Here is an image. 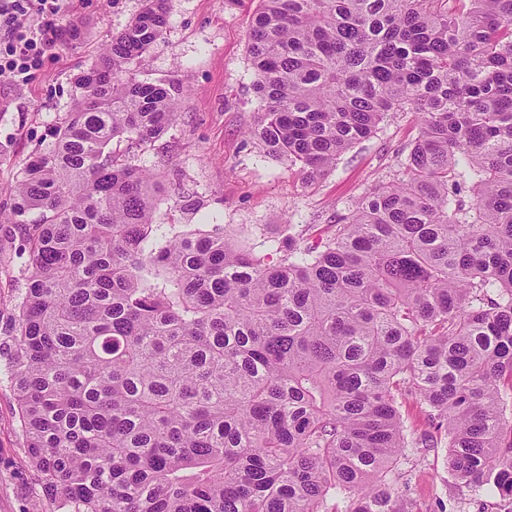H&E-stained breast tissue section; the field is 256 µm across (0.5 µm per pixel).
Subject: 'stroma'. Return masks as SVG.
Wrapping results in <instances>:
<instances>
[{"instance_id":"35a3bbf8","label":"stroma","mask_w":512,"mask_h":512,"mask_svg":"<svg viewBox=\"0 0 512 512\" xmlns=\"http://www.w3.org/2000/svg\"><path fill=\"white\" fill-rule=\"evenodd\" d=\"M141 9L142 0H73L55 22L59 37L41 68L26 85L0 87V209H9L11 188L27 160L48 147L54 125L71 110L75 75ZM250 18L249 0H172L163 37L136 69L147 82L175 78L188 93L169 132L134 159L162 177L161 223L221 224L247 246L256 227L265 224L281 239L291 223H333L373 186L399 177L405 148L419 132L416 113H399L343 154L326 179L304 186L286 160L245 141L260 108L251 90ZM185 193L200 202L197 212L177 205ZM23 232L21 226L0 224V363L9 351L8 310L24 286L16 257ZM401 468L409 479L400 490L409 512H512V502L495 494L474 501L449 473L445 449H406ZM0 512H54L29 463L13 390L1 376Z\"/></svg>"}]
</instances>
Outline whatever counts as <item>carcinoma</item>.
<instances>
[{
	"label": "carcinoma",
	"instance_id": "carcinoma-1",
	"mask_svg": "<svg viewBox=\"0 0 512 512\" xmlns=\"http://www.w3.org/2000/svg\"><path fill=\"white\" fill-rule=\"evenodd\" d=\"M169 14L143 0L76 75L0 212L25 226L0 374L56 512H408L398 462L440 437L512 500V0H257L247 141L312 186L390 115L420 131L323 234L249 247L157 223L132 163L185 97L135 74ZM402 415L407 432L413 433L414 437L432 431L425 406L415 398L410 397L403 403Z\"/></svg>",
	"mask_w": 512,
	"mask_h": 512
}]
</instances>
